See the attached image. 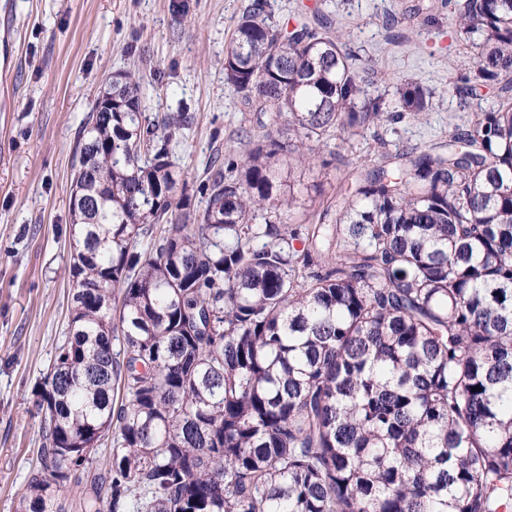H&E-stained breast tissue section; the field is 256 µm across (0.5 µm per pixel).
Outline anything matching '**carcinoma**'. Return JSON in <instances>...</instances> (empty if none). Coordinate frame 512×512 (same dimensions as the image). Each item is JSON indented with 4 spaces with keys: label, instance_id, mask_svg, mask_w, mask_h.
Masks as SVG:
<instances>
[{
    "label": "carcinoma",
    "instance_id": "carcinoma-1",
    "mask_svg": "<svg viewBox=\"0 0 512 512\" xmlns=\"http://www.w3.org/2000/svg\"><path fill=\"white\" fill-rule=\"evenodd\" d=\"M269 7L252 0L224 51V82L262 115L239 152L177 178L191 117L148 115L131 72L77 134L69 337L35 389L19 512H65L81 473L83 512L512 508V0H453L478 49L466 89L496 106L439 147L379 142L336 218L303 230L304 189L277 163L308 167L390 113L372 59ZM396 93L431 106L417 82ZM110 433L108 468L86 471Z\"/></svg>",
    "mask_w": 512,
    "mask_h": 512
}]
</instances>
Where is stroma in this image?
<instances>
[{"instance_id": "stroma-1", "label": "stroma", "mask_w": 512, "mask_h": 512, "mask_svg": "<svg viewBox=\"0 0 512 512\" xmlns=\"http://www.w3.org/2000/svg\"><path fill=\"white\" fill-rule=\"evenodd\" d=\"M250 0H190L174 20L169 0H0V512H17L38 466L41 420L33 389L67 336L72 296V146L106 79H140L147 112H186L192 126L173 149L189 176L216 153L236 152L256 114L224 82V49ZM275 21L316 9L350 47L374 62L388 102L401 81L433 93L430 112L352 136L336 131L305 173L316 208L336 204V185L390 151L422 149L472 125L495 96L460 90L475 51L454 34L446 0H269Z\"/></svg>"}]
</instances>
